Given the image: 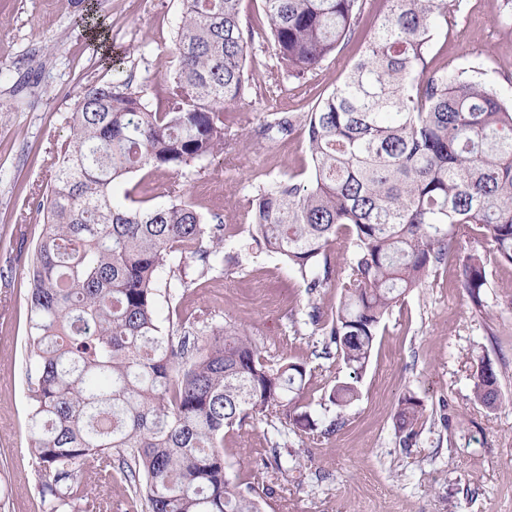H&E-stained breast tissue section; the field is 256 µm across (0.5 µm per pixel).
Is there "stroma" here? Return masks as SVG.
<instances>
[{
  "label": "stroma",
  "mask_w": 512,
  "mask_h": 512,
  "mask_svg": "<svg viewBox=\"0 0 512 512\" xmlns=\"http://www.w3.org/2000/svg\"><path fill=\"white\" fill-rule=\"evenodd\" d=\"M447 2L434 66L467 69L512 99V24L499 21L504 0ZM385 9V0H367L355 34L338 53L272 98L262 83L276 61L268 23L260 0H241L242 23L253 32L252 87L224 114V151L187 178L169 170L137 173L117 182L114 195L162 206L176 184L206 223L225 226L223 269L159 296L162 327L180 326L207 309L214 324L247 330L265 357L305 363L311 375L303 400L312 417L323 428L342 420L314 446L285 422L262 421L225 435L224 458L245 482L271 449L299 457V481L273 486L265 512H512V264L487 255L488 285L478 308L458 277L469 245L451 250L425 287L383 321L361 397L339 413L322 397L349 371L341 360L324 358L322 333L306 321L313 304L330 318L337 290L309 299L299 275L256 246L239 206L259 186L309 182L304 132L268 141L252 131L276 113L308 111L330 91ZM181 16V0H0V512H43L30 455L26 295L28 252L43 232L46 166L70 134L66 119L83 88L128 82L150 107L161 106ZM484 360L500 375L501 400L492 410L472 392ZM406 393L426 408L410 448L402 447L392 419Z\"/></svg>",
  "instance_id": "obj_1"
}]
</instances>
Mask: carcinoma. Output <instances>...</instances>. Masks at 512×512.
Masks as SVG:
<instances>
[{"label": "carcinoma", "instance_id": "obj_1", "mask_svg": "<svg viewBox=\"0 0 512 512\" xmlns=\"http://www.w3.org/2000/svg\"><path fill=\"white\" fill-rule=\"evenodd\" d=\"M240 0H182L171 46L176 62L163 107L127 84L85 88L56 149L42 201L45 230L28 263V425L45 512H88L117 473L143 512H264L260 484L243 485L224 460V432L286 419L311 442L319 429L301 410L307 369L261 355L244 329L216 326L205 309L163 329L155 305L160 274L186 260L200 275L224 262V225L206 224L175 198L133 207L114 184L145 170L186 176L226 145L224 112L248 87ZM278 64L266 92L282 91L336 53L355 33L363 0H261ZM447 0H388L363 48L332 91L302 114L280 112L262 136L307 134L311 180L270 184L245 198L255 241L299 274L313 298L336 283L335 315L310 306L349 380L327 401L359 397L385 317L425 286L458 239L472 243L462 286L482 306L485 250L512 264V101L467 71L432 67ZM352 244L340 269L328 251ZM475 399L500 402L492 363L473 375ZM423 401L394 409L404 447L424 419ZM92 466L91 486L81 471ZM103 507V508H105ZM98 508V512H103Z\"/></svg>", "mask_w": 512, "mask_h": 512}]
</instances>
